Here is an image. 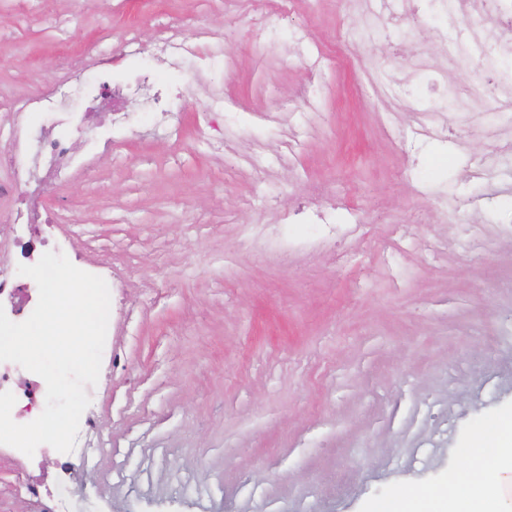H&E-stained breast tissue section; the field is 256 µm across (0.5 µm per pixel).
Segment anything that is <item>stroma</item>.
<instances>
[{"instance_id":"1","label":"stroma","mask_w":512,"mask_h":512,"mask_svg":"<svg viewBox=\"0 0 512 512\" xmlns=\"http://www.w3.org/2000/svg\"><path fill=\"white\" fill-rule=\"evenodd\" d=\"M486 25L481 0H0L1 93L54 85L67 46L175 96H131L93 177L40 192L123 253L133 319L87 475L0 454V512H38L25 469L97 512H381L464 468L512 413V107L482 81L512 94V41ZM321 210L356 227L335 249L264 243ZM15 484L18 490L17 495H24L28 500L38 501L42 496L49 494L47 488L40 481L24 471L16 476Z\"/></svg>"}]
</instances>
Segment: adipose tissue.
Instances as JSON below:
<instances>
[{"label":"adipose tissue","instance_id":"ef3b65f1","mask_svg":"<svg viewBox=\"0 0 512 512\" xmlns=\"http://www.w3.org/2000/svg\"><path fill=\"white\" fill-rule=\"evenodd\" d=\"M463 454L466 466L448 486L407 493L392 512H512L504 493L512 484V416L477 433Z\"/></svg>","mask_w":512,"mask_h":512}]
</instances>
